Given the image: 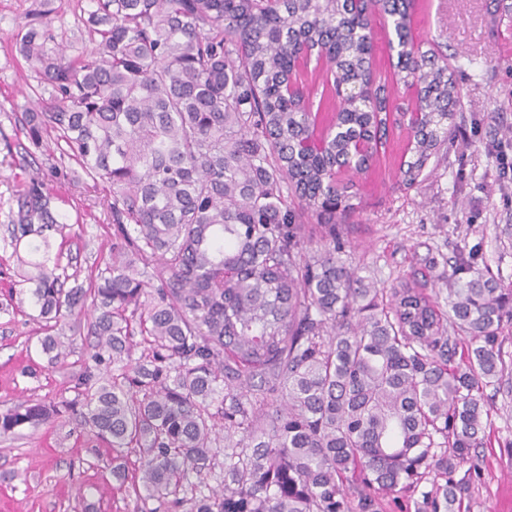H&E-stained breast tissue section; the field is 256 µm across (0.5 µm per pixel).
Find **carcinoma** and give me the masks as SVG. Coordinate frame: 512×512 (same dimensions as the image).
<instances>
[{"label":"carcinoma","mask_w":512,"mask_h":512,"mask_svg":"<svg viewBox=\"0 0 512 512\" xmlns=\"http://www.w3.org/2000/svg\"><path fill=\"white\" fill-rule=\"evenodd\" d=\"M93 2L86 55L66 54L40 13L15 50L56 101L22 113L31 146L46 152L54 129L110 187L112 260L65 287L44 231L65 240L71 224L39 177L16 191L3 249L40 238L41 259H19L31 305L50 330L90 303L93 359L112 374L89 369L74 399L7 410L0 434L83 410L136 512H378L380 492L416 491L431 472L445 483L421 492V512H446L457 467L486 444L512 285L464 263L445 318L417 280L378 288L334 256L358 209L342 175L371 169L400 87L416 92L406 188L460 99L448 62L411 41L414 0ZM375 17L396 39L390 86L371 71ZM312 59L319 86L300 71ZM332 100V130L316 136L309 112ZM40 345L52 364L65 353L50 333Z\"/></svg>","instance_id":"cac0c4a2"}]
</instances>
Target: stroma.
<instances>
[{"label":"stroma","mask_w":512,"mask_h":512,"mask_svg":"<svg viewBox=\"0 0 512 512\" xmlns=\"http://www.w3.org/2000/svg\"><path fill=\"white\" fill-rule=\"evenodd\" d=\"M91 0H0V237L11 221L16 186L37 172L20 129L28 102L51 107V88L15 52L27 13L42 11L70 54L91 49L83 25ZM413 39L447 57L460 87L459 132L432 156L417 185L398 189L404 134L390 129L369 174L356 181L361 202L342 227L336 257L359 276L388 288L426 273L425 291L448 289L460 258L512 284V0H414ZM54 205L72 221L68 239L52 235L70 259L75 285L111 257L112 226L100 206L102 185L87 177L53 181ZM0 251V414L23 401L57 403L92 366L90 315L62 319L56 330L68 354L49 363L40 349L43 324L7 296L17 256ZM507 364L499 388L486 389L489 440L462 463L461 512H512V325L503 332ZM112 451L82 418L63 415L0 435V512H133L135 498L111 474Z\"/></svg>","instance_id":"1"}]
</instances>
